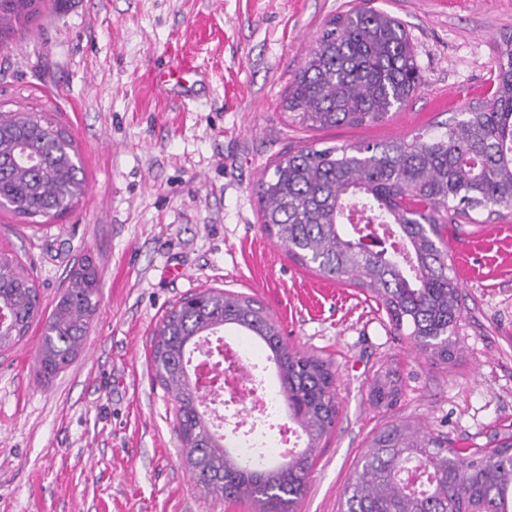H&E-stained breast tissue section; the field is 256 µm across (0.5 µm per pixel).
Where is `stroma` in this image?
<instances>
[{
	"mask_svg": "<svg viewBox=\"0 0 512 512\" xmlns=\"http://www.w3.org/2000/svg\"><path fill=\"white\" fill-rule=\"evenodd\" d=\"M362 0H50L0 44V111H41L79 150L85 192L44 224L0 208V252L31 269L44 312L91 259L98 306L75 360L39 370L41 327L0 351V512H256L205 494L177 438L176 402L151 365L152 333L183 297L261 302L288 344L335 373L338 416L297 512H337L372 436L408 420L449 447L512 432V215L448 226L460 282L457 354L443 363L394 329L373 294L293 261L257 198L275 160L307 145L441 132L494 91V36L512 0H371L401 19L422 76L387 121L310 130L281 101L336 15ZM201 75L165 93L178 57ZM401 395L376 404L378 370Z\"/></svg>",
	"mask_w": 512,
	"mask_h": 512,
	"instance_id": "35a3bbf8",
	"label": "stroma"
}]
</instances>
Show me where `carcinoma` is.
Masks as SVG:
<instances>
[{"instance_id":"1","label":"carcinoma","mask_w":512,"mask_h":512,"mask_svg":"<svg viewBox=\"0 0 512 512\" xmlns=\"http://www.w3.org/2000/svg\"><path fill=\"white\" fill-rule=\"evenodd\" d=\"M44 0H0V42L43 12ZM496 88L445 132L350 148L314 145L273 165L258 195L263 229L296 262L375 295L398 331L431 358L448 362L461 318L460 283L451 273L443 231L473 214L512 210V32L495 41ZM422 78L404 24L388 12L357 7L334 17L317 39L282 100V109L311 129L383 122L421 89ZM74 139L41 112H0V200L32 224L62 214L84 192ZM366 224L395 226L401 248L368 247L352 209ZM96 269L71 271V285L50 315L30 273L0 254V349L42 322L40 370L51 377L76 357L98 301ZM226 325L256 339L276 368L279 392L304 436L303 449L262 466L242 465L212 430L187 362L201 336ZM156 378L175 393L177 435L185 462L206 493L246 498L261 512H293L307 490L313 452L337 416L334 375L326 362L288 345L256 300L207 289L172 308L154 331ZM378 402L397 400L393 371L376 373ZM341 512H512V434L493 448L461 452L411 421L377 431L345 490Z\"/></svg>"}]
</instances>
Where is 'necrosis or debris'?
<instances>
[{"mask_svg": "<svg viewBox=\"0 0 512 512\" xmlns=\"http://www.w3.org/2000/svg\"><path fill=\"white\" fill-rule=\"evenodd\" d=\"M188 369L209 386L205 406L214 429L229 430L246 461L280 459L299 448V434L281 420L279 393L257 344L242 338L227 341L218 334L202 337L189 357ZM234 392L249 407L247 413L231 419L226 410Z\"/></svg>", "mask_w": 512, "mask_h": 512, "instance_id": "necrosis-or-debris-1", "label": "necrosis or debris"}]
</instances>
